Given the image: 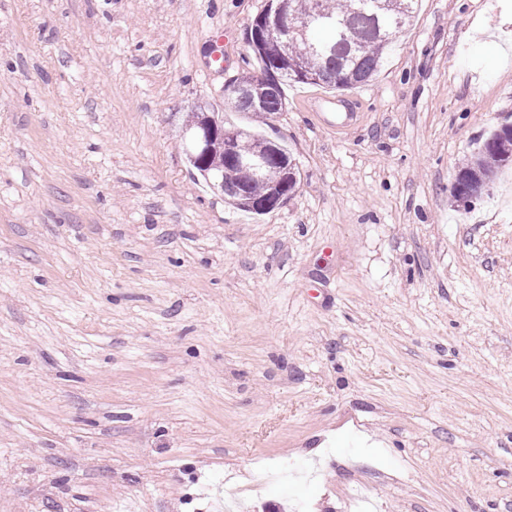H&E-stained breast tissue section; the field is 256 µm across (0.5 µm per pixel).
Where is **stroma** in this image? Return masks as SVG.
Returning <instances> with one entry per match:
<instances>
[{
    "label": "stroma",
    "mask_w": 512,
    "mask_h": 512,
    "mask_svg": "<svg viewBox=\"0 0 512 512\" xmlns=\"http://www.w3.org/2000/svg\"><path fill=\"white\" fill-rule=\"evenodd\" d=\"M265 6L0 0V512H512V176L452 197L512 125V0L288 84L256 218L183 130Z\"/></svg>",
    "instance_id": "1"
}]
</instances>
